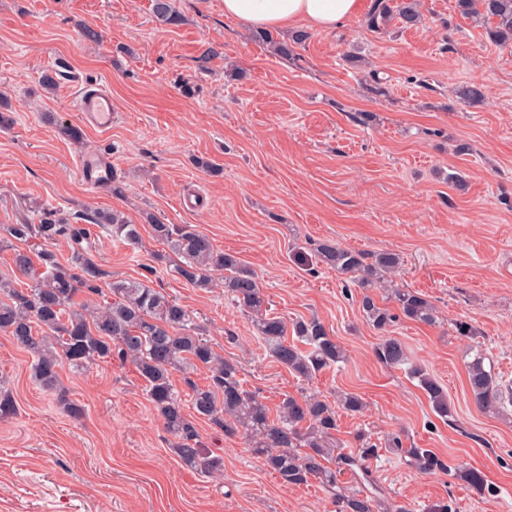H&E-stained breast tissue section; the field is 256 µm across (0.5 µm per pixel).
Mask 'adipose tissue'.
Wrapping results in <instances>:
<instances>
[{
    "mask_svg": "<svg viewBox=\"0 0 512 512\" xmlns=\"http://www.w3.org/2000/svg\"><path fill=\"white\" fill-rule=\"evenodd\" d=\"M359 9L360 0H224L225 17L264 30L299 23L331 32L357 15Z\"/></svg>",
    "mask_w": 512,
    "mask_h": 512,
    "instance_id": "ef3b65f1",
    "label": "adipose tissue"
}]
</instances>
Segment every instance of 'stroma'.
Wrapping results in <instances>:
<instances>
[{"label": "stroma", "instance_id": "obj_1", "mask_svg": "<svg viewBox=\"0 0 512 512\" xmlns=\"http://www.w3.org/2000/svg\"><path fill=\"white\" fill-rule=\"evenodd\" d=\"M419 3L418 28L384 35L360 14L312 32L285 60L225 18L223 0H176V26L154 18L151 0H0V111L14 120L0 130V224H36L45 210L86 224L95 212L121 211L141 242L93 230L96 262L120 278L155 267L153 287L194 313L269 408L288 395L358 394L366 407L340 413L336 439L346 454L363 438L377 445L369 466L382 498L409 512H512V405L495 414L476 406L469 343L452 331L471 321L486 364L512 385V47L492 43L455 0ZM86 26L100 41L84 38ZM349 53L366 67L347 63ZM46 73L53 88L42 85ZM470 80L484 84V103L456 99L454 88ZM85 82L110 85L114 116L111 129H86L77 145L42 115L81 125ZM87 153L111 158L122 194L84 185L77 167ZM200 158L216 172L198 167ZM453 171L466 189L449 183ZM146 211L196 225L239 257L271 315L318 318L346 362L307 381L266 357L223 288L201 292L167 274L160 258L169 249L143 225ZM326 239L398 253L399 286L435 304L439 324L402 318L390 333L443 385L451 416L433 411L405 368L376 359L382 335L364 316L362 288L295 260ZM30 363L0 333V378L16 402L0 419V512H338L321 483L283 484L244 439L204 420L200 437L224 469L208 476L182 464L131 364L60 367V386L84 409L75 419L32 381ZM390 435L432 449L450 473L419 471L386 448ZM462 467L482 470L497 496L452 477Z\"/></svg>", "mask_w": 512, "mask_h": 512}]
</instances>
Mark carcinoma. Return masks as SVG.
<instances>
[{
    "label": "carcinoma",
    "mask_w": 512,
    "mask_h": 512,
    "mask_svg": "<svg viewBox=\"0 0 512 512\" xmlns=\"http://www.w3.org/2000/svg\"><path fill=\"white\" fill-rule=\"evenodd\" d=\"M456 8L465 17L492 24L489 33L495 42L512 45V0H456ZM152 10L163 24L177 25L181 21L174 0H152ZM393 19L402 30L418 27L422 16L417 0H374L366 25L384 33ZM308 39L307 32L297 31L289 41L273 44V50L282 58L292 59L296 48ZM456 95L472 105L485 100L484 86L477 81L458 85ZM43 119L59 125L67 139L83 140L79 127L58 124L53 113H44ZM144 222L151 236L177 257L166 265L173 278L206 291L213 287L215 273L224 275V294L251 318L265 354L290 373L311 379L346 360L343 347L319 319H301L289 325L281 317L268 316L266 295L255 274L237 256L215 249L196 226L165 224L151 213ZM93 224L115 240L130 245L140 241L139 225L120 211L100 212ZM90 238V228L71 224L53 213L38 224L0 225V251H13L16 269L23 274L35 272L37 265L43 269L27 288H18L11 278L0 275V332L12 337L31 356V379L37 385L46 390L57 389L58 368L64 361L76 370L101 359L128 362L144 381L150 402L174 438L172 452L185 465L206 475L219 473L224 467L222 457L201 447L196 420L204 419L226 435H242L264 466L287 485L316 479L336 491L337 475L350 472L360 489L337 491L339 512H380L381 502L376 493L368 490L374 480L366 466L377 454L376 446L364 443L358 455L336 451V408L347 413L361 412L364 402L358 394L342 392L334 403L312 395H287L279 403L276 415H271L265 402L244 386L238 365L219 355L202 337L195 315L149 285L153 268H146L149 277L143 280L114 277L107 283L108 272L82 246ZM63 243L70 247L66 257L56 250ZM315 261L357 279L364 289L384 287L401 265L394 252H376L368 262L363 254L332 240L317 244ZM104 282L112 300L99 306L94 297L103 294ZM81 295L84 300L79 302ZM390 300L398 313L378 304L373 294H363L361 307L373 328L384 331L400 315L429 326L438 324L436 308L425 295L396 288L391 291ZM374 353L387 366H407L408 374L418 381L434 411L442 417L451 415V403L443 386L410 361L399 339L385 337ZM188 366H201L208 376L203 386L185 379L189 394L184 399L173 383V372ZM466 372L475 404L487 412L498 411L506 396L497 377L486 369L484 357L476 354L467 363ZM388 447L408 456L412 465L423 472L445 468L431 449L404 448L396 435L388 438ZM454 476L479 495L494 493L486 476L476 468L459 469Z\"/></svg>",
    "instance_id": "obj_1"
}]
</instances>
